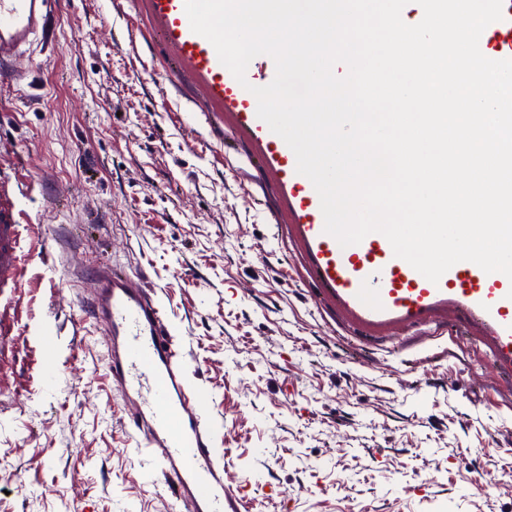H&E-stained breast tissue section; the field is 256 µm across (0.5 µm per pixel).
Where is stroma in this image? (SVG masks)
I'll list each match as a JSON object with an SVG mask.
<instances>
[{
    "mask_svg": "<svg viewBox=\"0 0 512 512\" xmlns=\"http://www.w3.org/2000/svg\"><path fill=\"white\" fill-rule=\"evenodd\" d=\"M148 28L142 0H57L4 65L0 169L51 249L0 336V512H168L78 313L96 261L156 287L227 481H260L250 512H512V483L472 489L512 471V393L474 337L347 345L265 222L249 144L225 154L224 117L169 82Z\"/></svg>",
    "mask_w": 512,
    "mask_h": 512,
    "instance_id": "stroma-1",
    "label": "stroma"
}]
</instances>
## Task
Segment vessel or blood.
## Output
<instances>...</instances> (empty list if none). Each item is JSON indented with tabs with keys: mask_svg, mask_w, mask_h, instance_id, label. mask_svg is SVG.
<instances>
[{
	"mask_svg": "<svg viewBox=\"0 0 512 512\" xmlns=\"http://www.w3.org/2000/svg\"><path fill=\"white\" fill-rule=\"evenodd\" d=\"M52 5L53 0H0L1 64L45 34ZM144 7L178 63L173 78L193 79L204 101L224 114L232 139L247 141L252 160L272 179L280 199L276 226L293 247L313 298L339 314L357 339L390 342L444 323L449 313L462 314L464 322L452 329V339L477 334L499 376L512 381V280L464 261L430 282L395 257L378 232L340 246L324 231L319 196L297 173L293 151L257 116L251 89L272 82V58L255 57L245 82H238L212 44L192 31L184 0H144ZM479 47L493 59L512 58V0H505L502 20L484 29ZM27 230L19 212L0 200L1 293L17 292L22 285L21 240ZM94 288L87 307L109 338L106 369L138 433L137 452L169 498V512H242L252 482L228 484L213 448L215 426L201 410L188 379L187 356L174 343L155 289L109 265L97 268Z\"/></svg>",
	"mask_w": 512,
	"mask_h": 512,
	"instance_id": "1",
	"label": "vessel or blood"
}]
</instances>
